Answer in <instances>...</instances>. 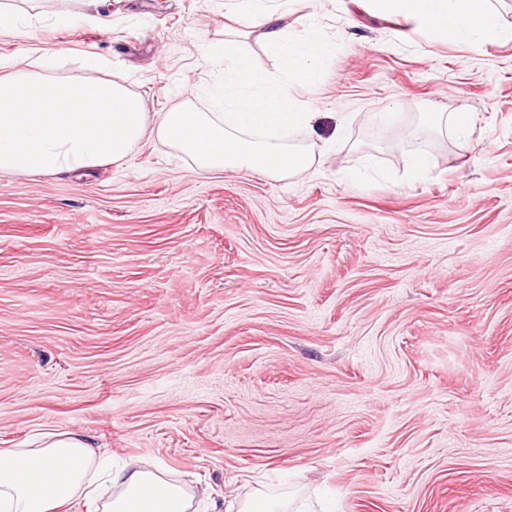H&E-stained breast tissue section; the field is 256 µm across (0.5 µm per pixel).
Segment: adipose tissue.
I'll return each mask as SVG.
<instances>
[{"label":"adipose tissue","mask_w":512,"mask_h":512,"mask_svg":"<svg viewBox=\"0 0 512 512\" xmlns=\"http://www.w3.org/2000/svg\"><path fill=\"white\" fill-rule=\"evenodd\" d=\"M216 53L224 95L213 112L186 108L150 118L139 95L125 84L91 76L51 77L53 57L19 65L0 58V171L73 172L123 161L146 135L192 157L205 170H234L294 177L314 162L309 147L292 145L288 132L310 128L312 115L297 98L313 83L332 49L317 13H309L296 38L277 24L268 0H249ZM378 14L413 20L434 40L457 41L500 34L503 22L489 0H367ZM263 28L281 72L257 68L241 45ZM92 512H187L183 484L147 470L97 459L76 432L42 433L31 448H0V512H64L73 504Z\"/></svg>","instance_id":"ef3b65f1"}]
</instances>
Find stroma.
<instances>
[{
  "instance_id": "1",
  "label": "stroma",
  "mask_w": 512,
  "mask_h": 512,
  "mask_svg": "<svg viewBox=\"0 0 512 512\" xmlns=\"http://www.w3.org/2000/svg\"><path fill=\"white\" fill-rule=\"evenodd\" d=\"M65 6L84 22L42 0L0 56L105 59L150 113L212 111L209 47L246 8ZM313 10L335 52L298 91L327 143L307 174L204 173L152 137L84 173L0 172V448L79 432L224 512H512V39L333 0H292L290 31ZM462 108L463 137L425 120Z\"/></svg>"
}]
</instances>
